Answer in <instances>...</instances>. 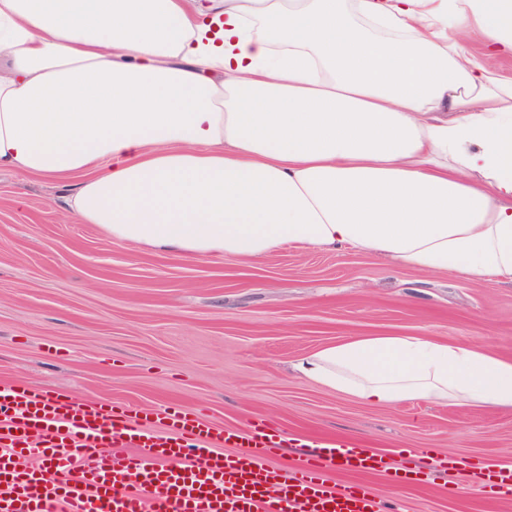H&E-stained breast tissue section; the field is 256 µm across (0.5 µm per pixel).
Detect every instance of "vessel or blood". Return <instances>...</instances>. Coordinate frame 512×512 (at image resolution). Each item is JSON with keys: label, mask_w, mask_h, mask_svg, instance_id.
Wrapping results in <instances>:
<instances>
[{"label": "vessel or blood", "mask_w": 512, "mask_h": 512, "mask_svg": "<svg viewBox=\"0 0 512 512\" xmlns=\"http://www.w3.org/2000/svg\"><path fill=\"white\" fill-rule=\"evenodd\" d=\"M287 443L303 453L278 462ZM441 467L468 473L487 498L512 493V466L431 448L391 457L344 438L309 445L261 417L224 428L177 404L135 413L25 384L0 388V512H386L365 484L330 483L329 471L400 487Z\"/></svg>", "instance_id": "1"}]
</instances>
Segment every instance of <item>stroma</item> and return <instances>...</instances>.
I'll return each mask as SVG.
<instances>
[{"mask_svg": "<svg viewBox=\"0 0 512 512\" xmlns=\"http://www.w3.org/2000/svg\"><path fill=\"white\" fill-rule=\"evenodd\" d=\"M72 186L0 171V385L135 410L201 407L227 426L259 415L312 441L512 464V410L368 406L291 371L298 357L349 336H430L512 358V285L399 269L348 249L182 260L78 222L65 207ZM456 479L396 488L381 476L331 474L406 512H512V500L475 489L449 496Z\"/></svg>", "mask_w": 512, "mask_h": 512, "instance_id": "35a3bbf8", "label": "stroma"}]
</instances>
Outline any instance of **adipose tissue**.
<instances>
[{"label":"adipose tissue","mask_w":512,"mask_h":512,"mask_svg":"<svg viewBox=\"0 0 512 512\" xmlns=\"http://www.w3.org/2000/svg\"><path fill=\"white\" fill-rule=\"evenodd\" d=\"M0 51V169L76 179L70 213L114 240L512 284V0H0ZM292 370L512 410L480 345L352 336Z\"/></svg>","instance_id":"obj_1"}]
</instances>
